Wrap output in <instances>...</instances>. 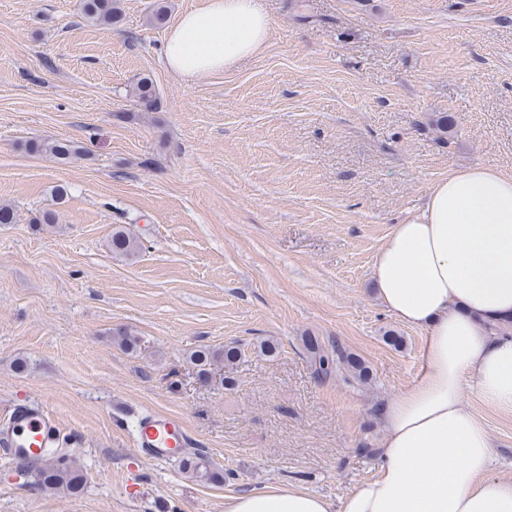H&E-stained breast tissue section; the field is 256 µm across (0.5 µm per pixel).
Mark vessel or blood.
<instances>
[{
    "mask_svg": "<svg viewBox=\"0 0 512 512\" xmlns=\"http://www.w3.org/2000/svg\"><path fill=\"white\" fill-rule=\"evenodd\" d=\"M135 443L142 457L166 463L190 448L192 438L180 418L150 412L136 422ZM59 444V421L47 403L18 405L0 418V451L14 463L48 456Z\"/></svg>",
    "mask_w": 512,
    "mask_h": 512,
    "instance_id": "vessel-or-blood-1",
    "label": "vessel or blood"
}]
</instances>
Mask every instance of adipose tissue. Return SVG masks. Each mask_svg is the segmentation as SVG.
I'll use <instances>...</instances> for the list:
<instances>
[{
	"mask_svg": "<svg viewBox=\"0 0 512 512\" xmlns=\"http://www.w3.org/2000/svg\"><path fill=\"white\" fill-rule=\"evenodd\" d=\"M272 18L257 0H204L173 25L166 69L194 82L261 52ZM376 296L426 333L419 380L379 405L376 474L338 503L292 483L224 499V512H512L491 436L464 402L473 389L512 414V175L482 166L437 182L403 216L371 271Z\"/></svg>",
	"mask_w": 512,
	"mask_h": 512,
	"instance_id": "obj_1",
	"label": "adipose tissue"
}]
</instances>
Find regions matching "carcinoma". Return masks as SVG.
<instances>
[{
  "mask_svg": "<svg viewBox=\"0 0 512 512\" xmlns=\"http://www.w3.org/2000/svg\"><path fill=\"white\" fill-rule=\"evenodd\" d=\"M82 18L89 23L112 25L121 20L122 14L119 0H81ZM134 93L139 103L145 108L155 106V88L151 78L140 79ZM38 152L47 153L58 159H67L79 153V147L67 140H56L39 143L34 146ZM141 247L138 240L122 228L117 227L112 234V249L124 256L135 255ZM302 343L307 352L313 374L321 379L340 378L349 385L365 386L373 381L369 366L355 353L340 344L323 345L315 336L302 337ZM241 351L236 346H226L222 352L199 349L191 354V359L199 366H206L214 360L222 359L228 364L236 362ZM185 469L194 477L216 480L219 475L207 468L200 457L183 460ZM39 485L45 489L78 490L83 481V475L73 466L57 460L43 463L37 468Z\"/></svg>",
  "mask_w": 512,
  "mask_h": 512,
  "instance_id": "1",
  "label": "carcinoma"
}]
</instances>
